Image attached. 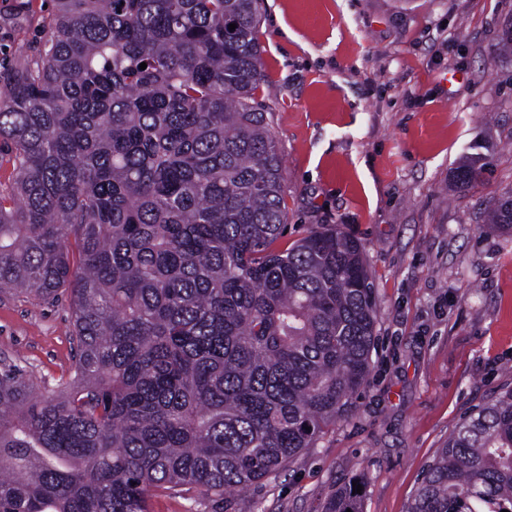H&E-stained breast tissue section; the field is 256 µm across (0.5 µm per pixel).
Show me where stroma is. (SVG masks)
<instances>
[{"label":"stroma","mask_w":512,"mask_h":512,"mask_svg":"<svg viewBox=\"0 0 512 512\" xmlns=\"http://www.w3.org/2000/svg\"><path fill=\"white\" fill-rule=\"evenodd\" d=\"M267 112L289 246L337 224L364 248L376 300L369 380L338 420L228 512H324L364 477L363 512H408L468 416L512 389V0H260ZM50 0H0V63L45 35ZM484 170L457 192L453 172ZM67 296L0 292V367L44 394L72 370ZM487 223L500 227L512 228V196H507L493 203L487 211Z\"/></svg>","instance_id":"1"}]
</instances>
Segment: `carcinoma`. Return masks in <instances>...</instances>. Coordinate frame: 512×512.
<instances>
[{"label":"carcinoma","mask_w":512,"mask_h":512,"mask_svg":"<svg viewBox=\"0 0 512 512\" xmlns=\"http://www.w3.org/2000/svg\"><path fill=\"white\" fill-rule=\"evenodd\" d=\"M53 3L0 73V292L68 294L73 374L35 396L0 370V512L190 491L224 512L368 381L362 246L327 224L272 249L284 168L255 98L257 0ZM481 172L460 164L455 188ZM486 220L511 229L512 196ZM356 490L325 512H362ZM409 512H512V390L448 439Z\"/></svg>","instance_id":"cac0c4a2"}]
</instances>
